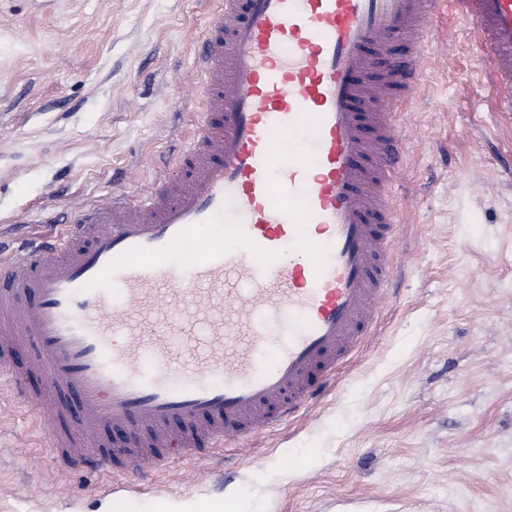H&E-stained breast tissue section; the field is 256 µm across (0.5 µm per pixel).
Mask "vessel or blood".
<instances>
[{"label": "vessel or blood", "instance_id": "b4317fda", "mask_svg": "<svg viewBox=\"0 0 512 512\" xmlns=\"http://www.w3.org/2000/svg\"><path fill=\"white\" fill-rule=\"evenodd\" d=\"M443 8L512 112V0H221L153 181L0 251V395L62 475L206 460L335 386L395 282L402 117Z\"/></svg>", "mask_w": 512, "mask_h": 512}]
</instances>
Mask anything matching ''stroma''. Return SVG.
Wrapping results in <instances>:
<instances>
[{
    "label": "stroma",
    "mask_w": 512,
    "mask_h": 512,
    "mask_svg": "<svg viewBox=\"0 0 512 512\" xmlns=\"http://www.w3.org/2000/svg\"><path fill=\"white\" fill-rule=\"evenodd\" d=\"M217 0H0V237L45 232L151 181L197 116L193 60ZM404 121L399 289L335 389L283 425L148 485L62 476L27 408L0 404V512H512V112L440 13ZM300 460L288 469L287 458ZM158 510L159 512H240L239 503L235 497L225 498L223 502L211 506L188 505L175 508L162 505Z\"/></svg>",
    "instance_id": "stroma-1"
}]
</instances>
